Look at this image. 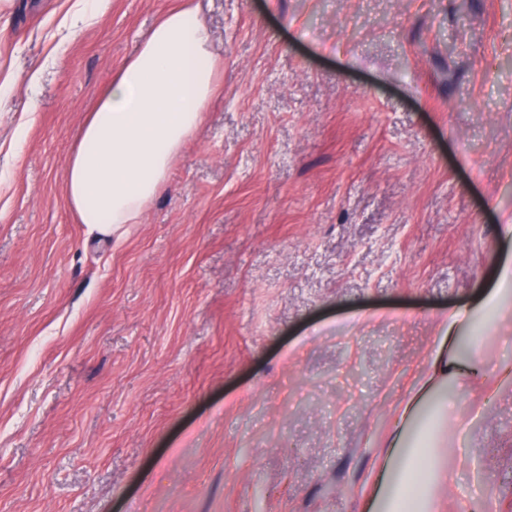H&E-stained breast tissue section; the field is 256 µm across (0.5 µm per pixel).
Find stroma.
I'll use <instances>...</instances> for the list:
<instances>
[{
    "label": "stroma",
    "mask_w": 512,
    "mask_h": 512,
    "mask_svg": "<svg viewBox=\"0 0 512 512\" xmlns=\"http://www.w3.org/2000/svg\"><path fill=\"white\" fill-rule=\"evenodd\" d=\"M0 0V512H364L446 394L512 512V0H202L223 94L143 223L66 205L173 0ZM83 8L72 15L70 21L71 32L76 36L85 26L89 19L97 12H103L109 5L108 0H83Z\"/></svg>",
    "instance_id": "obj_1"
}]
</instances>
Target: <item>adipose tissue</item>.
<instances>
[{
	"instance_id": "1",
	"label": "adipose tissue",
	"mask_w": 512,
	"mask_h": 512,
	"mask_svg": "<svg viewBox=\"0 0 512 512\" xmlns=\"http://www.w3.org/2000/svg\"><path fill=\"white\" fill-rule=\"evenodd\" d=\"M221 65L195 6L173 5L117 70L89 113L67 165L66 203L78 223L110 235L141 223L222 86ZM440 454L402 445L382 477L386 512H442Z\"/></svg>"
}]
</instances>
